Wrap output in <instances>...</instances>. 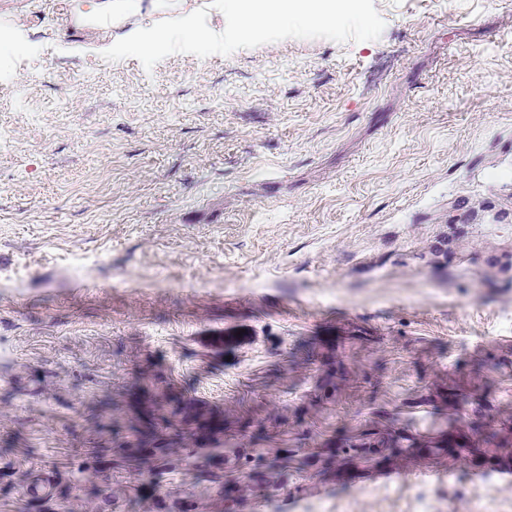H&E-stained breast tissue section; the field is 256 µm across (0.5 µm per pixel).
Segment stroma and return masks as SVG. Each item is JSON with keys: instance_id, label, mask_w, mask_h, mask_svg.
<instances>
[{"instance_id": "35a3bbf8", "label": "stroma", "mask_w": 512, "mask_h": 512, "mask_svg": "<svg viewBox=\"0 0 512 512\" xmlns=\"http://www.w3.org/2000/svg\"><path fill=\"white\" fill-rule=\"evenodd\" d=\"M208 2L0 0V512H512V0L103 58Z\"/></svg>"}]
</instances>
